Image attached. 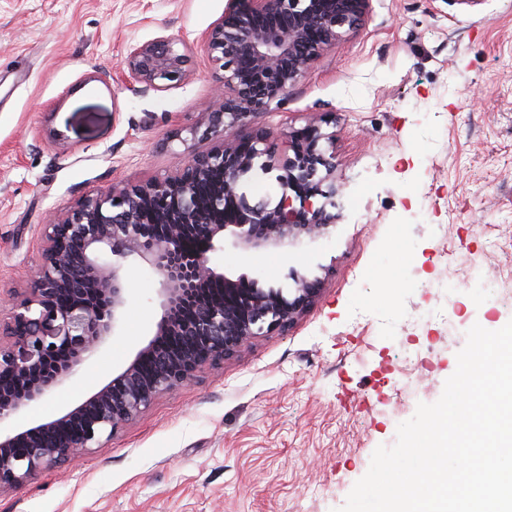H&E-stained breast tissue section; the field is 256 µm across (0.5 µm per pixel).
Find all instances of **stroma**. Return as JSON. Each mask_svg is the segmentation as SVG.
<instances>
[{"label": "stroma", "mask_w": 512, "mask_h": 512, "mask_svg": "<svg viewBox=\"0 0 512 512\" xmlns=\"http://www.w3.org/2000/svg\"><path fill=\"white\" fill-rule=\"evenodd\" d=\"M225 0H0V290L23 286L49 212L161 177L205 148L215 70L201 42ZM182 37L191 74L159 92L103 84L129 46ZM317 122L342 217L282 251L211 255L225 271H322L319 301L158 396L74 468L0 494V512H337L379 446L436 402L475 324L512 321V0H372L260 126ZM488 296L464 289L471 264ZM460 283L449 294V283ZM151 267L130 261L119 336L15 425L58 417L150 339Z\"/></svg>", "instance_id": "obj_1"}]
</instances>
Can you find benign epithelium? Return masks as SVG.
Returning a JSON list of instances; mask_svg holds the SVG:
<instances>
[{
  "instance_id": "7a95c632",
  "label": "benign epithelium",
  "mask_w": 512,
  "mask_h": 512,
  "mask_svg": "<svg viewBox=\"0 0 512 512\" xmlns=\"http://www.w3.org/2000/svg\"><path fill=\"white\" fill-rule=\"evenodd\" d=\"M370 2L226 0L202 38L221 72L214 108L200 118L209 146L163 178L114 182L49 215L38 264L0 317V424L55 391L119 335L128 262L140 259L154 270L161 315L153 338L97 392L55 419L0 433V492L80 461L158 395L192 383L256 337L288 330L315 305L323 283L317 275L295 267L274 281L226 273L209 253L228 244L284 250L335 226L336 163L319 146V127L284 128L292 155L281 156L276 137L255 119L345 34L362 29ZM183 45L174 34L132 45L123 80L156 91L184 82L190 56ZM256 166L279 171L276 203L241 191ZM316 196L323 198L318 206ZM207 282L224 284V292L184 318Z\"/></svg>"
}]
</instances>
